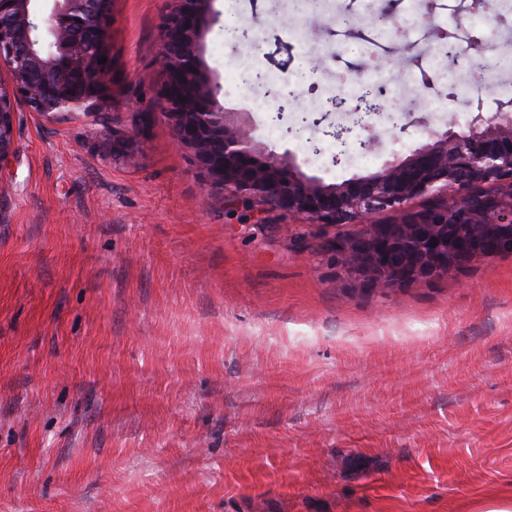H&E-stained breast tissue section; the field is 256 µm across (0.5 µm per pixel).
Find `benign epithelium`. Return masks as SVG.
Masks as SVG:
<instances>
[{
  "mask_svg": "<svg viewBox=\"0 0 512 512\" xmlns=\"http://www.w3.org/2000/svg\"><path fill=\"white\" fill-rule=\"evenodd\" d=\"M31 2L0 0V70L10 75L9 84L0 83V163L15 149L17 100L53 119L103 99L112 68L110 0H52L38 22ZM213 3L176 0L163 22L156 59L164 77L161 113L211 183L233 200L295 217L305 226L357 230L335 243L331 259L345 287L369 295L387 296L442 279L477 259L512 254L511 111L486 117L478 107L466 130L433 131L411 154L396 155L367 175L340 183L307 177L219 103V87L200 54ZM373 21L384 24L391 39L403 41L393 13ZM384 69L362 65L341 80L364 89L369 72ZM353 103L354 126L364 130L390 111L365 96ZM423 198L428 203L414 206ZM378 214L387 219L376 220Z\"/></svg>",
  "mask_w": 512,
  "mask_h": 512,
  "instance_id": "7a95c632",
  "label": "benign epithelium"
}]
</instances>
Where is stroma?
<instances>
[{
	"label": "stroma",
	"instance_id": "35a3bbf8",
	"mask_svg": "<svg viewBox=\"0 0 512 512\" xmlns=\"http://www.w3.org/2000/svg\"><path fill=\"white\" fill-rule=\"evenodd\" d=\"M469 0H433L457 18ZM174 0H112V71L90 111L48 120L17 108L0 164V512H485L512 491V255L385 296L346 292L302 227L224 202L159 109L153 66ZM248 39L224 37V0L201 55L217 85L237 56L267 73L276 110L221 96L301 173L340 182L465 124L449 88L390 84L404 111L333 163L338 73L374 59L391 76L432 74L415 53L323 13L283 26L288 0H237ZM285 44L312 78L267 54ZM443 98L444 112L425 99ZM124 147L103 153L106 142Z\"/></svg>",
	"mask_w": 512,
	"mask_h": 512
}]
</instances>
